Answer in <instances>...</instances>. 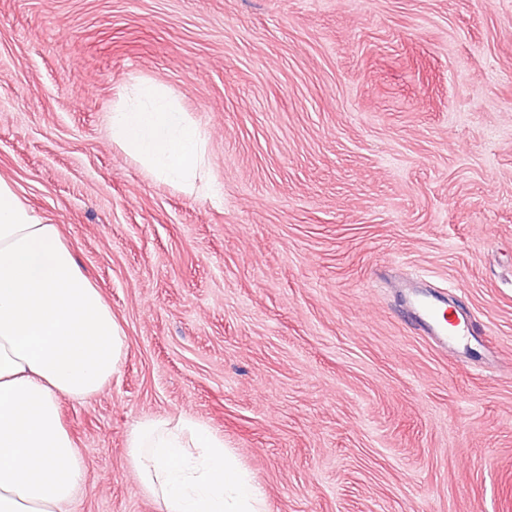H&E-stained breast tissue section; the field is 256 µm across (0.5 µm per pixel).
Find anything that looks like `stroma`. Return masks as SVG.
Instances as JSON below:
<instances>
[{
	"label": "stroma",
	"mask_w": 512,
	"mask_h": 512,
	"mask_svg": "<svg viewBox=\"0 0 512 512\" xmlns=\"http://www.w3.org/2000/svg\"><path fill=\"white\" fill-rule=\"evenodd\" d=\"M147 83L212 193L113 143ZM0 177L127 336L60 402L71 512H158L126 436L183 415L269 512H512V0H0ZM412 285L470 351L405 324Z\"/></svg>",
	"instance_id": "1"
}]
</instances>
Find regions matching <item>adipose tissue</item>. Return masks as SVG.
<instances>
[{
    "mask_svg": "<svg viewBox=\"0 0 512 512\" xmlns=\"http://www.w3.org/2000/svg\"><path fill=\"white\" fill-rule=\"evenodd\" d=\"M112 112V140L165 182L192 187L203 140L159 86ZM126 336L79 268L61 228L43 223L0 178V512H66L85 462L60 401L85 400L118 373ZM127 461L159 512H268L223 439L192 418L147 417Z\"/></svg>",
    "mask_w": 512,
    "mask_h": 512,
    "instance_id": "ef3b65f1",
    "label": "adipose tissue"
}]
</instances>
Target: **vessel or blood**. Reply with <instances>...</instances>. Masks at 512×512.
<instances>
[{
	"mask_svg": "<svg viewBox=\"0 0 512 512\" xmlns=\"http://www.w3.org/2000/svg\"><path fill=\"white\" fill-rule=\"evenodd\" d=\"M407 319L433 338L444 348H451L467 342L473 335L472 320L458 319L444 310L432 293L416 292L405 309Z\"/></svg>",
	"mask_w": 512,
	"mask_h": 512,
	"instance_id": "b4317fda",
	"label": "vessel or blood"
}]
</instances>
